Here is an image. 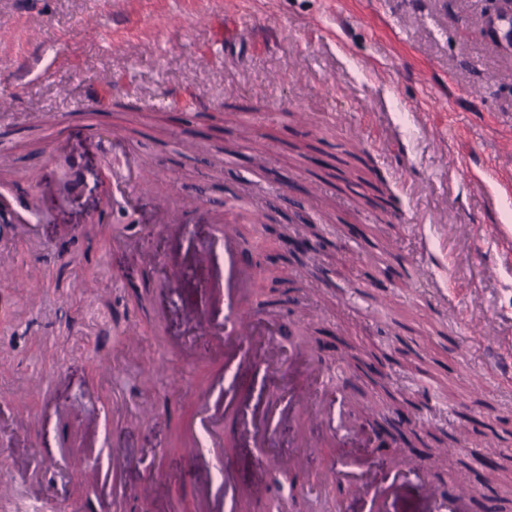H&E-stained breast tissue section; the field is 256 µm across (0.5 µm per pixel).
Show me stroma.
Segmentation results:
<instances>
[{"label": "stroma", "mask_w": 512, "mask_h": 512, "mask_svg": "<svg viewBox=\"0 0 512 512\" xmlns=\"http://www.w3.org/2000/svg\"><path fill=\"white\" fill-rule=\"evenodd\" d=\"M492 0H0V484L46 498L44 512H199L198 489L224 490L232 469L248 498L222 512H370L328 484L330 467L372 471L389 512H428L382 457H422L491 425L490 461L512 457V382L473 388L492 358L490 324L512 337V265L498 241L512 199L491 201L472 174L512 171V64L487 31ZM239 23L216 42V26ZM69 58L61 65L59 56ZM103 79L104 111H80ZM203 96L207 117L168 101ZM239 112L225 114V102ZM318 124L322 148L359 140L395 200L396 224L358 207V187L322 183L295 159L291 113ZM158 175L132 183L128 154ZM207 200L196 218L158 230L167 198ZM302 201L328 248L276 261L289 293L254 289L281 340L321 356H357L334 381V435L305 413L271 418L281 392L263 369L203 334L189 311L224 323V254L216 219L237 195ZM179 287L163 288L167 271ZM447 288L455 317L439 311ZM210 394L227 433L219 462L196 426ZM433 399L432 435L377 454L369 404ZM267 422L259 439L255 428ZM319 439L297 476L268 454ZM132 463L112 470V447ZM196 448L205 467L189 466ZM96 461L93 484L79 481Z\"/></svg>", "instance_id": "obj_1"}]
</instances>
